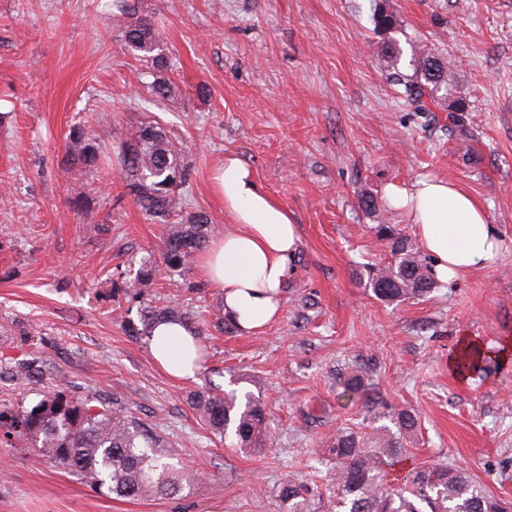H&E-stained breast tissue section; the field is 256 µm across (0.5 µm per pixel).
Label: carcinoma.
Wrapping results in <instances>:
<instances>
[{
    "label": "carcinoma",
    "instance_id": "1",
    "mask_svg": "<svg viewBox=\"0 0 512 512\" xmlns=\"http://www.w3.org/2000/svg\"><path fill=\"white\" fill-rule=\"evenodd\" d=\"M374 24L381 32L397 29L393 15L380 8ZM122 49L140 53L151 66L168 68L160 35L149 18L122 25ZM410 55L391 38L378 46L377 54L390 69V80L403 87L414 110L432 113L441 108L439 93L448 90L451 64L446 57L406 40ZM412 73L406 74L402 69ZM103 156L95 135L76 126L69 136L67 162L94 167ZM118 165L125 188L149 219L161 226L164 265L173 273L187 270L205 247L209 217L200 210L180 220L183 186L188 173L180 151L157 123L143 122L130 133L120 152ZM377 238L389 243L394 263L368 271L374 295L385 301L425 298L438 288L432 266L419 258L411 240L394 238L386 224L378 225ZM182 318L175 307L147 308L144 329L159 318ZM344 394L355 398L366 394L364 377L350 371L344 379ZM193 408L216 435L234 438L243 450L271 440L267 407L252 396L237 402L233 393L200 392ZM392 426L373 432L339 429L329 440L331 481L336 512H512V503L491 495L460 467L415 465L405 471L404 485L388 482L393 467L403 463L404 441L417 429V419L407 410L388 416ZM3 438L22 440L44 458L77 474L98 490L120 498L163 496L196 481V474L176 466L171 452L156 428L132 416L128 408H97L89 402L50 393L35 405L0 410ZM286 512H308L305 489L293 481L279 490Z\"/></svg>",
    "mask_w": 512,
    "mask_h": 512
}]
</instances>
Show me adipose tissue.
Instances as JSON below:
<instances>
[{"instance_id": "ef3b65f1", "label": "adipose tissue", "mask_w": 512, "mask_h": 512, "mask_svg": "<svg viewBox=\"0 0 512 512\" xmlns=\"http://www.w3.org/2000/svg\"><path fill=\"white\" fill-rule=\"evenodd\" d=\"M231 222L201 262L207 278L224 293V315L239 333L251 334L274 321L294 271L290 261L300 241L297 224L256 181L246 164L228 156L215 177ZM388 206L413 224L432 271L445 281L494 259L501 238L483 204L458 184L437 177L385 189ZM150 352L179 380L195 379L201 345L192 328L179 321L157 323Z\"/></svg>"}]
</instances>
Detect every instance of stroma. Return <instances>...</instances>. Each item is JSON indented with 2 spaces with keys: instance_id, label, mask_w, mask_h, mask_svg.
Here are the masks:
<instances>
[{
  "instance_id": "stroma-1",
  "label": "stroma",
  "mask_w": 512,
  "mask_h": 512,
  "mask_svg": "<svg viewBox=\"0 0 512 512\" xmlns=\"http://www.w3.org/2000/svg\"><path fill=\"white\" fill-rule=\"evenodd\" d=\"M109 2L0 0V399L10 409L48 391L121 399L201 477L172 495L118 498L0 443V512H282L290 480L312 488L309 512H332L326 437L376 426L391 409L418 419L409 463L463 467L512 501V358L499 355L512 341V0H136L169 62L160 101L156 71L121 50ZM379 5L452 59L448 98L467 103L464 132L413 111L393 85L375 52ZM148 119L179 142L185 209L209 214L211 237L227 222L212 177L228 155L299 225L295 276L262 330L215 328L222 293L197 262L175 282L158 264L148 288L125 295L159 257L162 231L125 194L119 169L86 170L89 198L72 205L70 130L88 127L116 153L122 133ZM421 176L476 197L502 249L434 296L383 301L367 274L392 256L375 227L414 234L384 187ZM365 195L376 210L363 209ZM169 303L201 323L192 381L171 378L148 336L123 326ZM465 336L486 359L460 374L449 360ZM30 360L39 373L14 378ZM352 370L372 407L342 397ZM209 389L260 398L268 447L215 436L190 403Z\"/></svg>"
}]
</instances>
